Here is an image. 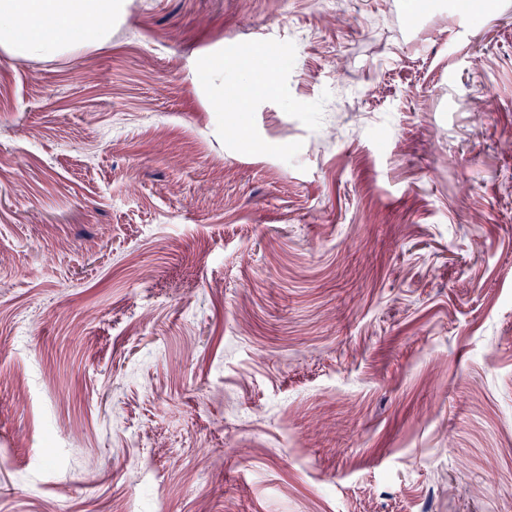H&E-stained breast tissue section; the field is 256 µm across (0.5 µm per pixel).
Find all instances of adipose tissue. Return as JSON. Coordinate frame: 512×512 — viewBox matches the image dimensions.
<instances>
[{"label":"adipose tissue","instance_id":"adipose-tissue-1","mask_svg":"<svg viewBox=\"0 0 512 512\" xmlns=\"http://www.w3.org/2000/svg\"><path fill=\"white\" fill-rule=\"evenodd\" d=\"M126 0H0V51L27 59H48L74 52L84 41L102 47L112 40V20ZM93 30H86L87 21ZM271 63L267 53L255 52L245 83L224 81V53L200 54L193 71L213 111H223L249 89L252 104L265 98L262 76Z\"/></svg>","mask_w":512,"mask_h":512}]
</instances>
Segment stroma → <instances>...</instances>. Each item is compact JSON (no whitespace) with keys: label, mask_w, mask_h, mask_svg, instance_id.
I'll return each instance as SVG.
<instances>
[{"label":"stroma","mask_w":512,"mask_h":512,"mask_svg":"<svg viewBox=\"0 0 512 512\" xmlns=\"http://www.w3.org/2000/svg\"><path fill=\"white\" fill-rule=\"evenodd\" d=\"M414 3L0 51V512H512V0ZM271 44L236 133L189 64Z\"/></svg>","instance_id":"1"}]
</instances>
